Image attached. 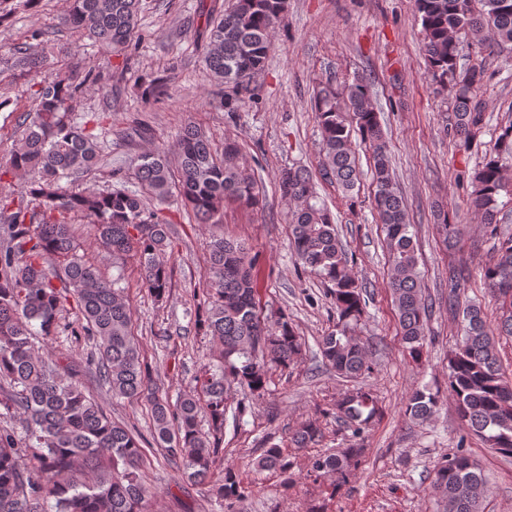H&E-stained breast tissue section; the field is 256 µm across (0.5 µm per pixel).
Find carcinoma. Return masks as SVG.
Instances as JSON below:
<instances>
[{
  "instance_id": "1",
  "label": "carcinoma",
  "mask_w": 512,
  "mask_h": 512,
  "mask_svg": "<svg viewBox=\"0 0 512 512\" xmlns=\"http://www.w3.org/2000/svg\"><path fill=\"white\" fill-rule=\"evenodd\" d=\"M420 16L422 51L432 81L447 92L452 113L444 131L461 150L471 148L485 128L477 98L493 75L465 62L459 35L480 49L512 45V0H415ZM286 0H236L224 13L210 12L204 58L212 77L224 84V108L238 111L251 96V85L264 69ZM142 0H69L61 24L112 53L128 50L137 38ZM12 59L15 79L45 67L27 40L0 45ZM94 86L111 91L109 79L93 68L80 75L57 68L45 74L24 104L25 138L0 176L20 180L17 193L0 194V417L18 418L21 429L0 428V512H149L154 488L142 468L140 436L112 421L103 406L84 390L71 352L40 354L32 337L62 331L93 345L87 369L107 386L114 399L145 400L151 405V434L164 461L182 477L203 482L224 460V426L239 389L262 399L272 368L287 370L302 351V337L288 315H261L246 245L224 235L208 243L206 274L211 283L197 304L195 324L214 339L219 369L197 381L193 394L175 403L159 396L149 367L141 359L130 305L124 298L128 260L136 262L142 285L157 299L169 288L166 256L171 224L159 217L171 199L191 210L201 224H215L224 207L255 208L263 190L254 170L241 158L237 142L217 148L193 125L179 133L175 155L152 148L132 161L133 189L122 183L106 191H76L65 178L92 171L101 160L100 137L76 121L74 103ZM321 136V176L344 192L357 182L352 133L359 132L373 161L374 209L385 231L388 288L394 299L402 340L410 357H420L432 303L421 287L411 224L393 178L378 112L366 79L356 77L340 88L328 83L315 98ZM470 205L483 224L498 223L501 193L512 195V123L499 129L495 156L469 175ZM288 200L289 243L300 267L319 276L336 311V328L321 337L325 363L337 374L357 377L368 365V347L350 333L365 312L363 285L349 266L335 219L321 203L310 172L288 168L278 179ZM92 219L95 243L112 254L116 274L107 277L77 251L71 231L77 217ZM440 231L446 249L456 248L458 225L443 216ZM483 280L500 302L496 330L481 307L464 299L468 268L448 267L449 306L462 312L463 337L449 360L448 394L463 427L496 452L512 457V380L502 372L494 335L512 337V234L498 238L494 255L482 267ZM75 303V318L61 315ZM438 394L415 390L404 414L425 419L438 406ZM334 415L353 438L379 416L372 393L359 390L335 404ZM206 417L209 429L199 427ZM323 438L314 419L291 433L298 449L317 448ZM362 449L308 457L306 474L314 481L333 478L336 489L353 476ZM296 457L273 444L255 460L260 471L289 475ZM485 479L464 451L444 457L432 470L429 492L445 512H479ZM228 512L247 494L235 468L226 466L212 484Z\"/></svg>"
}]
</instances>
